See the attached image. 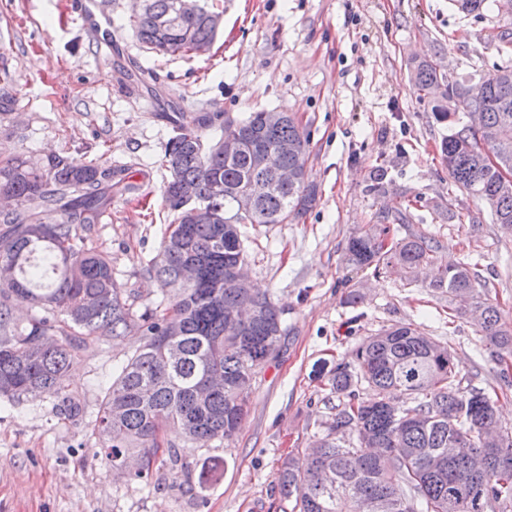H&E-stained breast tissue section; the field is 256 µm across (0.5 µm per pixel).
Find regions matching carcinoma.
<instances>
[{
    "label": "carcinoma",
    "instance_id": "1",
    "mask_svg": "<svg viewBox=\"0 0 512 512\" xmlns=\"http://www.w3.org/2000/svg\"><path fill=\"white\" fill-rule=\"evenodd\" d=\"M143 12L130 17L139 41L159 53H199L212 46L216 32L206 14L182 15L176 0H146ZM414 84L428 93L442 85L427 61L415 66ZM445 93L464 108L479 110L482 124L474 134L458 130L444 137L440 151L453 183L485 202L494 223L512 225V184L487 157L491 137L509 146L500 164L512 173V69L483 78L476 90L447 84ZM263 111L238 119L223 112H176L172 136L161 165L168 172L162 188L172 216L159 256L146 271L159 283L161 298L139 311L138 298H123L112 288V259L77 237L80 226L99 224L112 205V192L133 194L128 164L56 155L32 162L0 153V193L14 197L15 207L0 211V265L14 268L15 279L0 285V396L19 399L46 395L59 399L58 416L76 417L79 405L61 395L58 377L75 355L102 336L119 337L137 330L140 349L117 366L102 401L94 433L106 458L144 459L132 478L151 484L157 465L176 467L178 453L165 442L168 428L180 430L184 443L229 441L248 413L249 393L257 371L280 346L286 328L270 297L237 282L232 270L246 261L240 225L286 224L312 209L317 189L306 183L309 134L296 118L264 128ZM234 133L252 148L234 158L213 150L204 132ZM297 150L277 160L294 168L299 179L283 185L275 166H259L261 156L280 141ZM224 182V195L211 192ZM262 182L268 190L248 217L238 216L236 192ZM202 211L192 217L190 211ZM389 228L370 226L348 242V262L374 269L402 266L412 276L431 269L428 287L452 298L474 293L478 271L447 262L437 243L421 237L386 244ZM194 263L198 278H181ZM28 301L39 312L19 324L13 301ZM257 317L241 335L224 333L227 314L243 306ZM480 332L493 356L512 352V329L501 323L496 305L479 302ZM178 358L165 359L169 331ZM377 391L361 400L360 382ZM334 393L347 398L335 415L320 450L288 456L277 476L281 496L295 512H371L368 500L403 496L417 501L416 512H476L479 497L502 493L498 459L473 473L468 459L487 451L483 430L496 420L494 403L484 391L462 386L448 345L411 324L394 325L367 337L351 360L330 371ZM407 396L412 404L397 411L392 400ZM341 431V441L332 434ZM224 462L206 459L198 484L206 489Z\"/></svg>",
    "mask_w": 512,
    "mask_h": 512
}]
</instances>
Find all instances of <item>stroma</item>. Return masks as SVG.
<instances>
[{
    "label": "stroma",
    "instance_id": "obj_1",
    "mask_svg": "<svg viewBox=\"0 0 512 512\" xmlns=\"http://www.w3.org/2000/svg\"><path fill=\"white\" fill-rule=\"evenodd\" d=\"M206 2L222 22L210 51L189 56L146 50L129 25L130 0H100L119 47L108 57L74 0H0V70L17 89L13 110L0 114V151L137 159L147 197L113 198L104 222L81 235L111 256L117 290L146 306L159 297L146 267L168 222V173L159 166L171 135L166 113L294 115L310 134L306 181L317 203L287 224L242 227L249 280L283 308L286 334L256 378L234 439L190 448L171 435L181 460L148 484L114 472L93 431L114 368L141 344L138 332L101 339L74 360L62 384L81 404L77 418H58L47 396L0 397V512H291L275 474L332 423L340 400L329 391L330 369L396 323L447 343L464 384L484 389L497 411L512 405V383L501 380L458 302L346 257L349 238L376 224L394 240L433 239L444 260L477 264L481 298L512 328V229L453 184L439 151L470 116L460 108L453 123L437 121L432 97L413 81L424 59L444 83L473 88L512 67V44L501 40L512 33V5L490 0L475 16L453 0ZM402 208L406 221L394 222ZM452 212L480 221H452ZM352 291L354 305L346 301ZM208 457L226 466L203 492L198 474Z\"/></svg>",
    "mask_w": 512,
    "mask_h": 512
}]
</instances>
